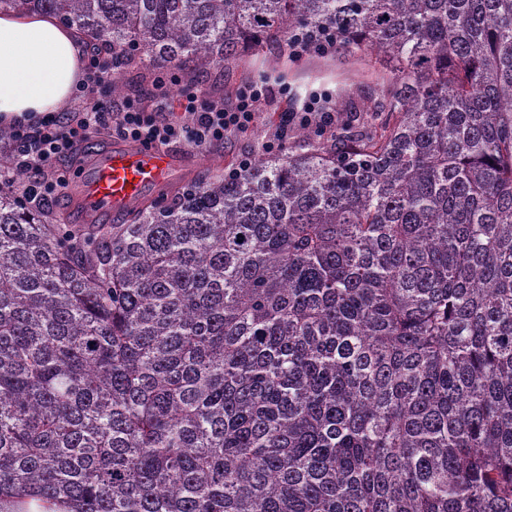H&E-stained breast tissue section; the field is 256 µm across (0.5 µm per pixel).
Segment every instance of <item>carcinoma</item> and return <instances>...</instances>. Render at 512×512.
<instances>
[{
  "label": "carcinoma",
  "mask_w": 512,
  "mask_h": 512,
  "mask_svg": "<svg viewBox=\"0 0 512 512\" xmlns=\"http://www.w3.org/2000/svg\"><path fill=\"white\" fill-rule=\"evenodd\" d=\"M120 75L320 32L333 124L60 224L0 184V512H512V0H0Z\"/></svg>",
  "instance_id": "carcinoma-1"
}]
</instances>
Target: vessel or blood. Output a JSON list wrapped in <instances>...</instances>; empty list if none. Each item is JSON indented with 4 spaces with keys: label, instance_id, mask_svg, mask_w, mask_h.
Instances as JSON below:
<instances>
[{
    "label": "vessel or blood",
    "instance_id": "vessel-or-blood-1",
    "mask_svg": "<svg viewBox=\"0 0 512 512\" xmlns=\"http://www.w3.org/2000/svg\"><path fill=\"white\" fill-rule=\"evenodd\" d=\"M177 163L174 152L124 144L97 157L89 175L79 184L84 210L103 215L121 214L149 191L168 182Z\"/></svg>",
    "mask_w": 512,
    "mask_h": 512
}]
</instances>
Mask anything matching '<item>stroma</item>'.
<instances>
[{"mask_svg": "<svg viewBox=\"0 0 512 512\" xmlns=\"http://www.w3.org/2000/svg\"><path fill=\"white\" fill-rule=\"evenodd\" d=\"M122 93L112 94L114 107L134 103L142 111H153L158 99L178 105L185 87L156 89L154 82L137 71L122 75ZM208 98L223 100L225 108L236 104L237 91L247 85L264 84L269 93L255 107L251 123L243 130L229 133L224 141L195 148L184 137L170 140V150L186 157L185 171L207 177L215 171H230L241 161L252 159L267 142L272 141L289 114L302 102L319 101L337 88H350L354 96H371L375 88L363 75L359 58L343 53L308 52L294 59L279 58L277 50L266 48L238 64L213 71L202 79Z\"/></svg>", "mask_w": 512, "mask_h": 512, "instance_id": "35a3bbf8", "label": "stroma"}]
</instances>
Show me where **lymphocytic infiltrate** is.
<instances>
[{
    "instance_id": "obj_1",
    "label": "lymphocytic infiltrate",
    "mask_w": 512,
    "mask_h": 512,
    "mask_svg": "<svg viewBox=\"0 0 512 512\" xmlns=\"http://www.w3.org/2000/svg\"><path fill=\"white\" fill-rule=\"evenodd\" d=\"M256 91L244 90L237 96L233 109H218L198 94L187 96L183 105L191 117L183 126L166 118L165 107L156 113L130 109L113 110L110 100L97 98L88 112H45L34 117L14 119L10 125L12 139L9 162L15 169L41 170L71 153L85 140L90 129L111 127L122 137L145 147H159L179 134H186L195 147L223 140L232 131L244 129L252 118Z\"/></svg>"
}]
</instances>
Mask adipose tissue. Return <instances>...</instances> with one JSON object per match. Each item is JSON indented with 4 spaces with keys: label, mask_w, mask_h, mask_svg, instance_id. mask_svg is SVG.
<instances>
[{
    "label": "adipose tissue",
    "mask_w": 512,
    "mask_h": 512,
    "mask_svg": "<svg viewBox=\"0 0 512 512\" xmlns=\"http://www.w3.org/2000/svg\"><path fill=\"white\" fill-rule=\"evenodd\" d=\"M85 40L44 13L0 15V122L62 106L82 80Z\"/></svg>",
    "instance_id": "adipose-tissue-1"
}]
</instances>
